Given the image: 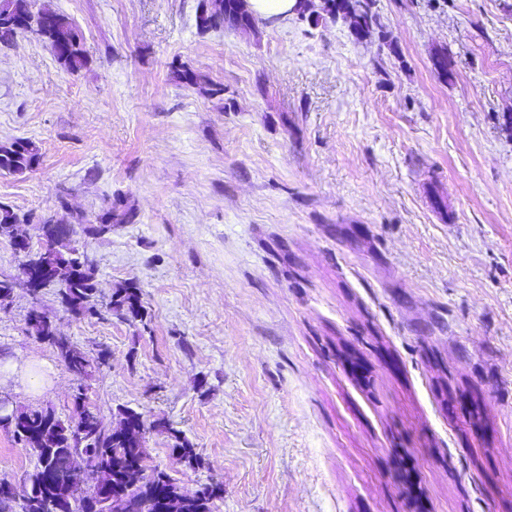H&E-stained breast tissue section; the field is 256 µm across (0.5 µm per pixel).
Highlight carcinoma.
Wrapping results in <instances>:
<instances>
[{"mask_svg": "<svg viewBox=\"0 0 512 512\" xmlns=\"http://www.w3.org/2000/svg\"><path fill=\"white\" fill-rule=\"evenodd\" d=\"M235 6L224 12V0H200L199 22L202 29L218 26L248 27L253 15L247 0H234ZM323 10L330 13L336 0H325ZM367 11L357 15L350 10H336V18L343 20L351 30L360 24L381 27L380 17L373 10L375 0H365ZM20 14L31 17L32 32L47 40L55 50L57 59L66 68L78 70L86 65L81 37L72 21L64 14L49 8L32 9L31 0H0V43L8 44L18 34L11 19ZM38 160V150L29 140H16L0 146V173H23ZM20 218L9 206L0 204V235H10L13 225ZM54 256L68 262L64 288L59 291L61 303L76 316L97 315L95 300V268L83 262L77 249L69 242H53ZM109 305L117 309L128 308L132 313L139 308V288L130 284L118 288ZM38 338L51 346L65 367L75 375L86 376L90 368L87 357L65 337L54 332L51 323L35 314L31 324ZM13 437L28 448L36 459L27 474L34 486V496L24 507V512H118L119 503L130 499H143L149 504L147 512H214L213 502L220 495V488L204 487L187 494L163 471L154 472L145 481L136 472L126 469V458L145 456L143 448H129L119 437V430L98 428L93 423L87 431L85 442L77 446L71 442L70 424L56 416L54 411L42 409H17L13 424L7 427ZM175 447L185 462L199 463L190 441L179 431H172ZM93 463L100 475L101 486L92 495H80L83 466Z\"/></svg>", "mask_w": 512, "mask_h": 512, "instance_id": "carcinoma-1", "label": "carcinoma"}]
</instances>
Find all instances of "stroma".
I'll list each match as a JSON object with an SVG mask.
<instances>
[{
    "instance_id": "1",
    "label": "stroma",
    "mask_w": 512,
    "mask_h": 512,
    "mask_svg": "<svg viewBox=\"0 0 512 512\" xmlns=\"http://www.w3.org/2000/svg\"><path fill=\"white\" fill-rule=\"evenodd\" d=\"M198 2L34 0L76 25L77 71L35 34L0 45V146L40 155L0 203L72 225L98 296L137 284L143 313L32 303L0 236V367L43 371L0 394L133 408L215 512H512V0H375L362 39L324 0L206 33ZM113 203L132 222L86 235ZM35 307L108 363L74 376ZM34 465L0 427V478Z\"/></svg>"
}]
</instances>
